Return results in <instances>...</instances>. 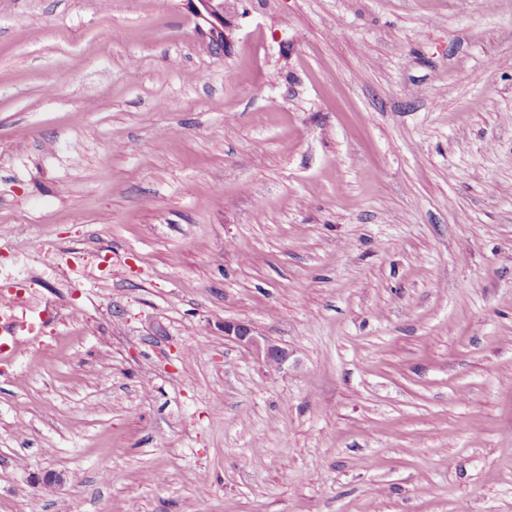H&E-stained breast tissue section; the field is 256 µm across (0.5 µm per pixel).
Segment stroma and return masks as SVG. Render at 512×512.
<instances>
[{
    "label": "stroma",
    "mask_w": 512,
    "mask_h": 512,
    "mask_svg": "<svg viewBox=\"0 0 512 512\" xmlns=\"http://www.w3.org/2000/svg\"><path fill=\"white\" fill-rule=\"evenodd\" d=\"M237 7L0 0V512H512V0ZM235 2L232 0H187L195 18L196 28L207 40L208 45L218 47L219 53L232 41L236 16ZM223 47V48H222ZM35 338H20L16 336L12 322L0 318V361L11 362L17 351L24 345L31 343ZM224 336L267 364L282 366L288 361V349L258 334L247 322L225 321Z\"/></svg>",
    "instance_id": "35a3bbf8"
}]
</instances>
